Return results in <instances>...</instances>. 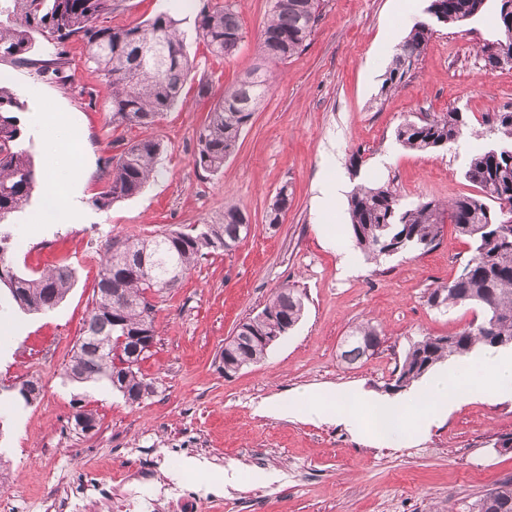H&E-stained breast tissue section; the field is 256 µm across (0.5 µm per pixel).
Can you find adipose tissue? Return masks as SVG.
<instances>
[{"instance_id":"1","label":"adipose tissue","mask_w":512,"mask_h":512,"mask_svg":"<svg viewBox=\"0 0 512 512\" xmlns=\"http://www.w3.org/2000/svg\"><path fill=\"white\" fill-rule=\"evenodd\" d=\"M34 118L50 128L53 142L42 149L47 179L44 184V208L30 214L29 224L41 230L53 224H72L83 213L82 193L70 187L55 151L56 144L71 140L75 125L63 112H38ZM512 395V355L484 351L469 362L450 366L432 376L422 392L387 401L364 394H351L349 405L335 409L326 405L317 394L302 393L297 412L310 418H334L348 430L371 431L381 441L411 432L416 425L424 428L440 426L449 408L470 397L495 400Z\"/></svg>"}]
</instances>
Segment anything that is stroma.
<instances>
[{
  "mask_svg": "<svg viewBox=\"0 0 512 512\" xmlns=\"http://www.w3.org/2000/svg\"><path fill=\"white\" fill-rule=\"evenodd\" d=\"M238 10L245 37L233 57L212 55L189 41L193 69L184 101L151 126H113L112 86L85 63L80 39L66 46L67 84L37 77L33 67L0 61L26 102L21 125L40 154L51 131L36 126L38 88L56 110L72 113L79 140L63 152L81 155L70 174L83 188L85 217L33 233L25 211L10 220L16 265L30 274L66 262L75 271L66 298L48 313L9 306L0 313L19 322L0 335V512H43L52 490L84 483L111 485L117 468L135 464V448L178 449L171 468L141 485L157 497L161 486L185 480L201 492L219 490L222 506L197 512H456L495 484L512 478V449L495 447L512 434V397L459 403L441 426L392 442L355 434L335 420H308L290 410L301 393L336 396L362 392L388 398L387 385L409 344L447 336L481 319L469 306L436 308L430 291L448 284L472 256L468 240L444 224L426 251L368 261L348 233L346 192L359 184H390L404 206L448 202L476 194L464 172L470 157L493 145L481 124L487 113L512 112V68L488 70L481 48L499 35L498 4L457 25L439 24L403 85L385 90L393 56L413 23L426 18L429 0H325L305 47L277 67V82L243 130L223 169L207 173L193 164L195 132L214 93L234 85L257 63V37L270 0H224ZM204 0H115L109 25L124 28L168 12L193 32ZM456 108L469 118L467 140L433 152L403 148L399 124ZM161 140L159 175L137 197L100 210L93 198L108 178V161L130 143ZM361 155L352 172V155ZM340 182L332 219L315 201L323 182ZM292 201L279 224L267 213L280 188ZM243 209L250 235L231 253L201 259L179 288L155 297L157 336L140 369L155 392L126 404L107 381L78 384L64 376L81 336L98 281L105 241L150 238L184 229L223 212ZM357 264L344 269V255ZM305 290L299 323L265 358L225 377L219 353L244 319L262 310L284 285ZM378 324L379 354L349 365L340 358L352 326ZM27 377L40 382L32 403L7 387ZM83 400L97 426L75 431L73 403ZM237 481L223 479L227 469Z\"/></svg>",
  "mask_w": 512,
  "mask_h": 512,
  "instance_id": "obj_1",
  "label": "stroma"
}]
</instances>
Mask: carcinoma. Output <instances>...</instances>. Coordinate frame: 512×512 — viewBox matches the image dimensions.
Instances as JSON below:
<instances>
[{
    "instance_id": "carcinoma-1",
    "label": "carcinoma",
    "mask_w": 512,
    "mask_h": 512,
    "mask_svg": "<svg viewBox=\"0 0 512 512\" xmlns=\"http://www.w3.org/2000/svg\"><path fill=\"white\" fill-rule=\"evenodd\" d=\"M324 0H272L270 17L258 42L259 62L235 85L224 89L196 130V167L217 173L234 152L242 131L272 89L271 64L288 60L310 37ZM487 0H430L427 12L446 23H460L481 14ZM500 38L483 45L485 67L493 70L494 55L512 54V0H499ZM112 0H0V60L37 66L42 78L66 83L64 46L74 37L86 47V64L112 84V123L149 126L160 121L182 98L193 62L187 51L189 35L178 20L160 13L146 23L114 29L105 24ZM195 37L224 58L233 56L243 39L239 12L224 0H207L197 15ZM434 33L430 22L416 21L392 60L385 87L396 89L424 51ZM56 48L55 57L37 61L34 35ZM148 44L160 45L164 57L149 55ZM25 102L0 85V285L7 288L12 305L26 313L54 309L74 283V271L57 264L39 275L19 271L13 258L8 218L33 196L37 173L16 113ZM497 136L490 148L474 155L464 172L480 195L461 196L442 206L427 201L413 208L386 183L355 186L348 198L350 229L355 245L369 260L383 257V245L398 244L400 251L435 245L443 213L468 238L473 255L461 273L445 286L433 289L428 302L434 307L472 304L483 319L451 336H424L411 343L396 368L391 390L402 389L444 360L461 359L475 348L498 350L500 340H512V223H503L502 209L512 212V112H498L483 120ZM467 126L465 113L452 108L439 116L400 124L395 137L403 147L421 152L442 148ZM164 146L158 140L129 144L118 159L103 191L92 200L98 209L141 194L156 172ZM288 188L279 189L269 214L279 223L288 210ZM247 214L239 207H224L215 220L189 231H170L152 238L115 236L103 248L97 292L86 328L65 366L71 382L107 380L126 402L139 404L154 393L152 381L139 364L155 343V304L152 298L176 287L198 261L212 253L231 252L247 237ZM305 294L286 285L277 290L263 309L239 324L238 335L224 340L220 359L224 376L258 363L273 336H284L304 313ZM382 332L372 323L356 326L347 337L344 360L353 364L378 351ZM26 402L40 395L34 380L13 384ZM74 419L87 433L97 426L94 414L82 400L75 402ZM466 512H512V480L488 489L467 505Z\"/></svg>"
}]
</instances>
